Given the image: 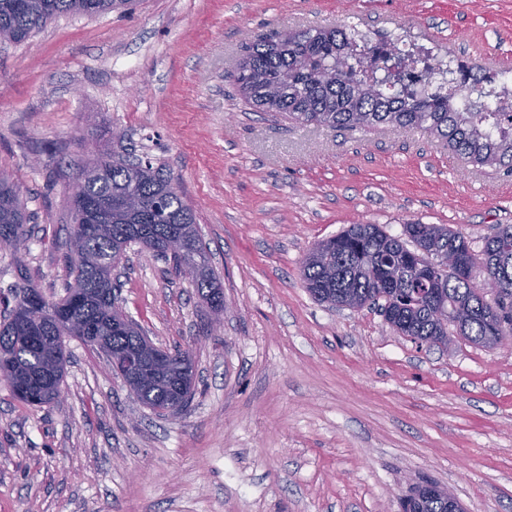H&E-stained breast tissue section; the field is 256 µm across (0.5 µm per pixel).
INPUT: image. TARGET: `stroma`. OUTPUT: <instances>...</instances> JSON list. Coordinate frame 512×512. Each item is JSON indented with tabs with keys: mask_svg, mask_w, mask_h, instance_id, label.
Listing matches in <instances>:
<instances>
[{
	"mask_svg": "<svg viewBox=\"0 0 512 512\" xmlns=\"http://www.w3.org/2000/svg\"><path fill=\"white\" fill-rule=\"evenodd\" d=\"M324 26L512 61V0H133L0 44V168L34 226L0 251V290L22 264L63 296L75 178L117 133L193 209L224 289L214 329L168 262L129 247L119 305L155 345L192 349L193 402L155 416L67 339L58 402L0 383V512H400L425 481L466 512H512V348L418 345L377 309L319 304L301 276L353 224H444L481 251L512 224V173L423 131L246 109L232 78L245 45Z\"/></svg>",
	"mask_w": 512,
	"mask_h": 512,
	"instance_id": "35a3bbf8",
	"label": "stroma"
}]
</instances>
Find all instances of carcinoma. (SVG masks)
Here are the masks:
<instances>
[{
  "instance_id": "obj_1",
  "label": "carcinoma",
  "mask_w": 512,
  "mask_h": 512,
  "mask_svg": "<svg viewBox=\"0 0 512 512\" xmlns=\"http://www.w3.org/2000/svg\"><path fill=\"white\" fill-rule=\"evenodd\" d=\"M0 0V41L19 43L61 14L95 15L128 4V0ZM392 38L385 36L367 57L354 33L340 27L284 31L247 47L234 74L244 105L275 120L362 130L380 124L416 128L441 137L460 158L481 167L512 172V133L491 135L485 128L491 115L481 105L461 110L455 93L433 88L427 93L404 89L386 94L390 81ZM468 94L488 93L490 75L467 65ZM74 193L106 200L128 196L138 207L102 211L89 232L74 226L67 259L69 281L65 295L51 306L67 307L71 293L89 289L67 322L39 317L23 308L33 287L27 269L18 268L19 281L4 301L0 322L3 368L11 377L33 382L56 371V388L64 382L65 336L96 345L112 355L133 349L142 330L117 305L119 284L99 281V269L116 267L128 246L137 244L172 262L189 278L204 302L222 287L209 265L208 252L192 209L170 187V177L126 150L97 157L81 171ZM28 217L18 186L0 172V235L17 243L27 239ZM180 224L190 226L191 238L180 252L168 253L166 241ZM413 243L392 236L377 224H352L317 243L305 256L301 274L311 296L329 307L374 305L403 336L429 347H446L455 336L486 348L500 336H512V224H499L485 238L481 253L444 224L414 222L404 226ZM38 323L41 342L18 329V321ZM174 378L147 382L130 391L158 415H163ZM411 512H448V498L418 488L409 496Z\"/></svg>"
}]
</instances>
